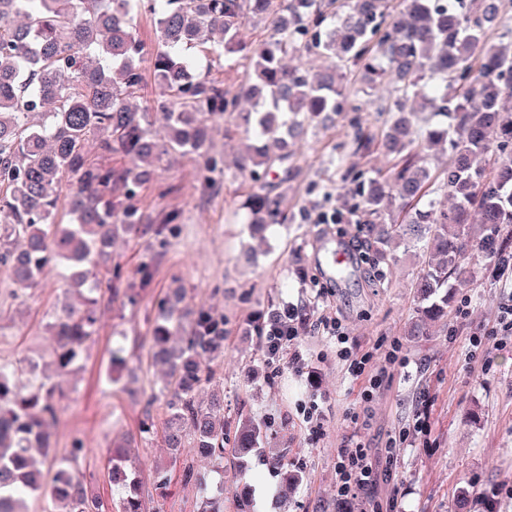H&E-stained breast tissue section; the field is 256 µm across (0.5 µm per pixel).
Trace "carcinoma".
I'll return each mask as SVG.
<instances>
[{
	"mask_svg": "<svg viewBox=\"0 0 512 512\" xmlns=\"http://www.w3.org/2000/svg\"><path fill=\"white\" fill-rule=\"evenodd\" d=\"M132 2L0 0V270L9 272L18 298L46 268L58 266L67 293L81 298L51 315L49 362L0 360V512H29L26 500L44 495L52 504L44 512H145L140 481L128 466L131 445L112 449L107 477L115 498L109 503L89 496L77 475L81 441L67 455L51 448L66 397L55 377L81 369L97 333L100 299L112 292V279L100 278L98 268L109 259L112 237L140 229L134 187L150 177L164 152L204 154L209 124L230 104L223 89L196 76L188 51L229 62L243 48L245 19L261 17L272 31L270 41L250 46L253 73L241 88L252 109L239 118L254 141L240 165L254 181L241 209L253 229L291 223L279 191L295 170L288 139L303 137L316 119L360 111L341 86L351 70L372 82L390 77L401 96L450 116L449 124L423 125L400 116L380 136L353 118V153L376 148L392 157V168L367 177L338 146L331 163L344 170L345 202L318 216L363 225L374 264L389 259L386 247L393 242L438 257L425 261L416 282V327L441 318L466 286L471 254L500 256L502 225L512 224V153L496 159L490 175L483 165L492 142H512V107L501 105L512 98V42L483 46L485 30L512 31L501 0H470L468 8L464 0H402L405 7L396 12L392 0H151L158 15L153 69L167 96L156 113L166 130L162 145L156 120L132 102L142 89L144 58L131 30ZM303 53L330 54L336 64L310 76L285 63ZM92 139L105 154L134 158L135 167L93 162ZM440 145L452 154L441 179L421 154ZM267 174L280 181H264ZM70 176L71 220L57 224L62 184ZM116 188L126 200L120 218ZM440 192L455 200L451 209L439 206ZM184 328L183 345L173 347L174 333ZM148 342L169 374L160 390L167 447L190 446L224 464V399L198 398L212 380L209 365L224 357V318L164 305ZM125 366L117 344L108 381L117 383ZM260 433L259 423L243 419L235 453L253 450Z\"/></svg>",
	"mask_w": 512,
	"mask_h": 512,
	"instance_id": "obj_1",
	"label": "carcinoma"
}]
</instances>
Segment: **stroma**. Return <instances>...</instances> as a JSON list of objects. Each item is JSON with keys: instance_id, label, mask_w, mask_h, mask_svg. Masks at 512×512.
Wrapping results in <instances>:
<instances>
[{"instance_id": "obj_1", "label": "stroma", "mask_w": 512, "mask_h": 512, "mask_svg": "<svg viewBox=\"0 0 512 512\" xmlns=\"http://www.w3.org/2000/svg\"><path fill=\"white\" fill-rule=\"evenodd\" d=\"M252 68L244 52L230 66L202 62L203 74L237 100L211 127L208 154L215 165L207 171L198 155H165L152 179L137 188L143 228L112 245V263L121 271L118 293L100 307L98 334L81 373L66 379L72 392L60 406L54 448L63 455L82 440L80 476L89 494L111 500L106 468L114 443L137 434L145 414L159 423L165 418L159 396L165 370L151 364L145 338L167 290L179 286L188 304L224 319V360L216 380L224 391L227 437L248 414L263 435L246 456L226 453L220 467L191 448L170 457L158 436L138 441L130 463L141 477L145 512H201L204 484L223 488L224 512H264L287 469L298 472L300 481L280 512H336L337 448L357 434L375 461L389 437L403 429L410 435L396 444L393 479L381 483L376 498L351 499L353 512L376 506L387 512L392 504L398 512H457L463 489L476 496V512L489 506L512 512V342L494 333L501 304L512 299V271L498 278L493 261L473 258L476 273L455 306L423 335H411L421 262L397 248L394 261L372 264L362 225L316 221L318 212L344 203L341 174L329 160L337 145L352 140L346 112L335 124H313L296 147V174L284 186L294 223L276 227L266 240L251 238L240 203L252 182L237 170L247 139L236 115L249 107L238 93ZM344 86L358 95L363 126L383 129L378 109L395 101L393 81L367 95L358 94L353 78ZM329 239L355 253L347 278H330L322 263L321 246ZM10 289L0 274V359L46 355L48 314L60 304L64 283L49 268L20 300L9 299ZM286 302L301 304L310 321H339L356 351L371 354L373 366L384 365L390 343L399 342L409 366L395 370L366 404L325 332L299 337L302 367L285 360L268 365L256 326ZM118 341L139 374L111 386L105 375ZM313 401L320 414L311 423L304 409ZM422 411L427 427L413 431ZM159 467L171 477L163 490L154 483ZM187 469L194 481L183 480Z\"/></svg>"}]
</instances>
